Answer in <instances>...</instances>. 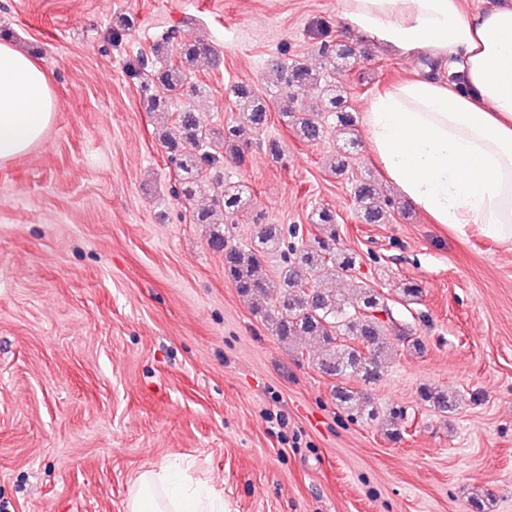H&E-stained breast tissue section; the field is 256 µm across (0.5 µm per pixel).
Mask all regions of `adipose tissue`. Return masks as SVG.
<instances>
[{"label":"adipose tissue","mask_w":512,"mask_h":512,"mask_svg":"<svg viewBox=\"0 0 512 512\" xmlns=\"http://www.w3.org/2000/svg\"><path fill=\"white\" fill-rule=\"evenodd\" d=\"M346 27L410 55L444 61L470 94L414 76L380 89L364 114L369 148L405 199L435 223L478 227L512 246V0H340ZM51 74L0 42V163L40 142L56 117ZM126 512H224L178 467L138 475Z\"/></svg>","instance_id":"adipose-tissue-1"}]
</instances>
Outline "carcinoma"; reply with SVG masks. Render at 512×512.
Returning <instances> with one entry per match:
<instances>
[{
  "label": "carcinoma",
  "instance_id": "cac0c4a2",
  "mask_svg": "<svg viewBox=\"0 0 512 512\" xmlns=\"http://www.w3.org/2000/svg\"><path fill=\"white\" fill-rule=\"evenodd\" d=\"M315 51L326 60L324 72L299 60L273 66L277 83L293 89L312 87L319 94L317 107L285 110L282 117L304 141H323L331 133L341 139L342 150L331 155L329 165L332 172L343 176L350 171L358 138L347 92L333 74L348 66L357 53L355 48L330 39L316 41ZM176 52V59L141 84L151 112L168 111L165 94L169 92L192 97L200 93V88L188 81V73L196 62L210 58L212 50L204 42L190 41L178 43ZM229 98L238 116L223 130L212 129L200 114L185 109L174 118L175 136H163L169 161L180 173V195L191 200L205 191L211 193L210 205L193 213L194 223L215 225L210 244L224 252V273L241 297L271 299L270 305L256 307V313L272 335L283 343L300 336L318 341L321 351L309 362L331 379L377 384L388 362L398 355L399 343L406 341L416 350L420 343L409 338L393 319L375 315L388 307L382 294L371 286H359L351 301L320 286L323 275L351 270L358 261L356 254L336 248V214L327 208L316 209L310 217L315 231L307 233L295 225L286 229L281 224L258 222L247 245L231 242L224 231V220L248 210L250 197L246 186L232 180L213 183L210 174L227 162L244 161L245 152L268 127L271 102L244 81L230 87ZM353 194L359 218L366 224H386L397 209L394 199L380 196L378 184L371 178L356 181ZM274 253L280 255L283 266L270 277L264 272V261ZM420 396L441 415L457 407L455 398L436 387L422 388ZM334 398L351 420L380 426L390 440L400 438L401 415L385 414L371 394L338 385Z\"/></svg>",
  "mask_w": 512,
  "mask_h": 512
}]
</instances>
